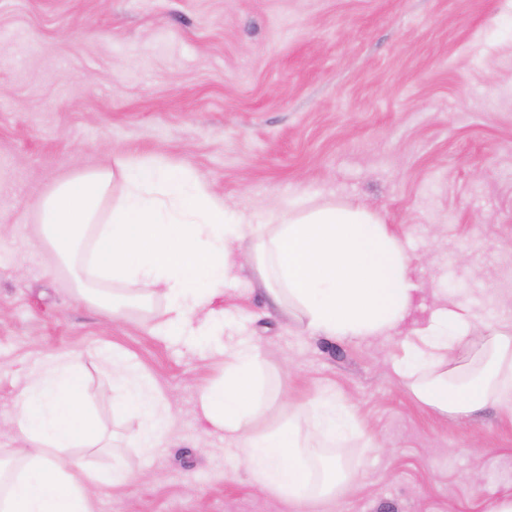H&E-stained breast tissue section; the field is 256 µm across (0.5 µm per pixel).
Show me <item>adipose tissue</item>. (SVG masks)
<instances>
[{"label":"adipose tissue","mask_w":512,"mask_h":512,"mask_svg":"<svg viewBox=\"0 0 512 512\" xmlns=\"http://www.w3.org/2000/svg\"><path fill=\"white\" fill-rule=\"evenodd\" d=\"M117 181L123 189L116 196ZM36 210L40 241L71 274L77 297L120 318L163 293L167 305L154 326L161 336L194 335V315L248 269L272 306L333 337L390 335L419 290L404 244L366 207L332 200L248 215L161 156L118 158L113 168L76 173L41 197ZM80 360L70 352L49 356L19 393L10 424L23 445L0 461V512H94L103 485L129 480L122 461L101 474L66 454L101 440ZM264 362L252 336H239L223 382L200 389V409L238 449L255 483L313 512L354 478L340 462L324 466L317 458L318 449L347 439L352 419L323 396L285 422L258 426ZM109 364L117 398L144 420L135 444L147 454L162 447L168 409L125 354L112 352ZM390 370L443 413L511 406L512 324L478 338L469 306L438 304Z\"/></svg>","instance_id":"adipose-tissue-1"}]
</instances>
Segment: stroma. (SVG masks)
Listing matches in <instances>:
<instances>
[{
	"label": "stroma",
	"instance_id": "35a3bbf8",
	"mask_svg": "<svg viewBox=\"0 0 512 512\" xmlns=\"http://www.w3.org/2000/svg\"><path fill=\"white\" fill-rule=\"evenodd\" d=\"M154 155L239 210L333 198L378 213L424 289L402 332L316 335L242 281L195 316L220 334L189 342L153 333L163 294L126 320L78 300L39 241L36 200ZM432 285L472 306L476 334L512 322V0H0V458L21 444L9 422L30 375L75 350L107 445L74 456L149 472L103 486L96 512H293L198 408L245 332L264 353V422L323 395L352 416L325 454L362 478L325 512H488L512 496V409L444 414L386 371ZM115 348L171 406L153 454L113 400Z\"/></svg>",
	"mask_w": 512,
	"mask_h": 512
}]
</instances>
